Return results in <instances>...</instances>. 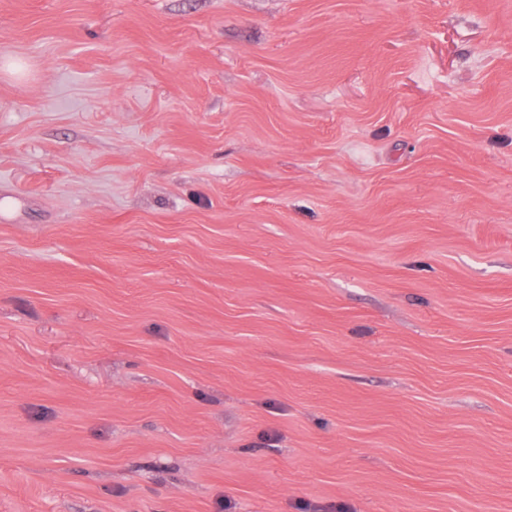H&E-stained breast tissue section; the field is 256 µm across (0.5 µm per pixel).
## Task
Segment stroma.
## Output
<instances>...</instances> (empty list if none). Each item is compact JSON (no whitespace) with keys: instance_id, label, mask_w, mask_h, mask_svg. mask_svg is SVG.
<instances>
[{"instance_id":"35a3bbf8","label":"stroma","mask_w":512,"mask_h":512,"mask_svg":"<svg viewBox=\"0 0 512 512\" xmlns=\"http://www.w3.org/2000/svg\"><path fill=\"white\" fill-rule=\"evenodd\" d=\"M0 512H512V0H0Z\"/></svg>"}]
</instances>
